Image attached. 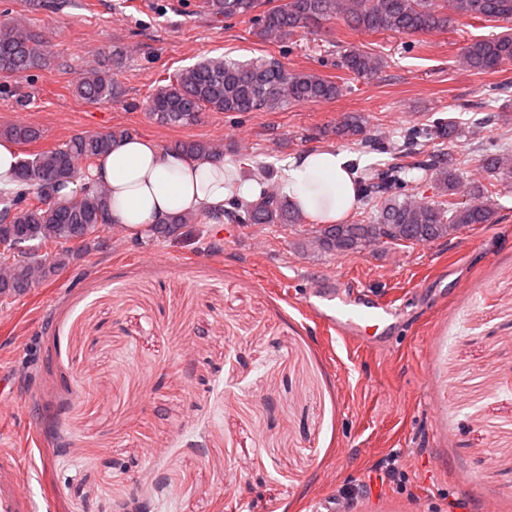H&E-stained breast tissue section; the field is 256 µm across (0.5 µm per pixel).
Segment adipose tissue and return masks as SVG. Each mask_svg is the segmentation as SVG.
I'll list each match as a JSON object with an SVG mask.
<instances>
[{
	"label": "adipose tissue",
	"mask_w": 512,
	"mask_h": 512,
	"mask_svg": "<svg viewBox=\"0 0 512 512\" xmlns=\"http://www.w3.org/2000/svg\"><path fill=\"white\" fill-rule=\"evenodd\" d=\"M110 190L112 219L125 233L143 236L155 224L182 213L223 210L230 199L257 200L264 186L223 158H191L161 149L147 137L117 142L90 168ZM284 191L313 222L334 224L353 211L357 185L349 160L333 149H310L287 161Z\"/></svg>",
	"instance_id": "obj_1"
}]
</instances>
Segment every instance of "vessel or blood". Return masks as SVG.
<instances>
[{
  "instance_id": "b4317fda",
  "label": "vessel or blood",
  "mask_w": 512,
  "mask_h": 512,
  "mask_svg": "<svg viewBox=\"0 0 512 512\" xmlns=\"http://www.w3.org/2000/svg\"><path fill=\"white\" fill-rule=\"evenodd\" d=\"M297 304L316 329L326 330L358 348H379L395 324L401 305L347 278L327 280L300 291ZM22 454L0 448V512H48V501L35 500L19 477Z\"/></svg>"
}]
</instances>
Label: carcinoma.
<instances>
[{
    "label": "carcinoma",
    "instance_id": "obj_1",
    "mask_svg": "<svg viewBox=\"0 0 512 512\" xmlns=\"http://www.w3.org/2000/svg\"><path fill=\"white\" fill-rule=\"evenodd\" d=\"M208 8L217 17H248L257 37L277 42L335 19L343 20L353 30L391 31L409 37L446 31L457 17L483 22L512 20V0H285L266 10L262 9V0H208ZM461 59L467 68L479 73L511 63L512 33L466 44ZM44 63L40 44L27 28L9 20L0 21L1 77L18 76ZM337 66L353 80L368 81L378 76L383 61L352 47L344 51ZM74 89L95 105L109 104L120 94L116 79L107 71L79 77ZM342 93L341 85L318 72L290 70L274 57L248 61L205 57L159 86L148 101V111L159 124L190 126L199 122L206 109L225 113L273 112L295 103L334 100ZM332 133L362 148L375 150L379 145V140L368 134L365 118L358 114L347 116ZM129 134V129L121 127L77 134L58 149L21 161L18 179L25 185L24 190L0 191V243L22 235L27 249L11 262H0V295L22 296L79 261L85 253L108 248L115 223L107 190L93 182L82 183L69 197L63 196L62 190L81 180L98 157L109 153L115 141ZM0 135L21 144L41 137L38 129L19 124L0 129ZM462 137V122L450 117L426 129L408 132L402 144L392 147L403 157L416 154L415 146L421 138L448 143L424 154L417 162L418 169L429 176L437 190L435 200L416 199L407 166L397 162L370 167L358 177L361 200L377 208L374 219L308 226L299 207L277 193H265L256 202L231 201L224 213L210 214L207 219L244 226L299 227L303 229L298 244L301 251L331 254L361 251L378 241L430 243L475 224H492L496 211L485 196L486 186H470V203L462 205L452 199L461 184L462 161L455 146ZM174 148L192 157L224 155L222 149L198 139L179 141ZM481 164L488 176L502 183L512 182V155L507 153V147L487 146ZM198 219L192 213L172 216L155 225L149 236H173L198 223ZM49 245L57 247L52 255L42 252Z\"/></svg>",
    "mask_w": 512,
    "mask_h": 512
}]
</instances>
